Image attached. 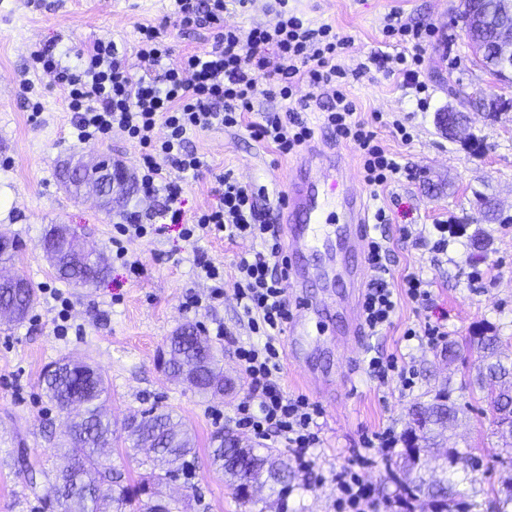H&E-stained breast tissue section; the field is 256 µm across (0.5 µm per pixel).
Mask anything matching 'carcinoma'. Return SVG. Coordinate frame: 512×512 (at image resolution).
I'll return each instance as SVG.
<instances>
[{
	"mask_svg": "<svg viewBox=\"0 0 512 512\" xmlns=\"http://www.w3.org/2000/svg\"><path fill=\"white\" fill-rule=\"evenodd\" d=\"M457 17L463 20L472 55L488 58L491 51L490 35L505 27L512 29V6L503 8V0H460ZM102 264L78 262L76 265L57 266L59 279L69 285L94 282L104 277ZM26 287L11 291L10 283L0 280V291L10 294V304L17 310L15 321H22L37 303L38 286L25 279ZM195 325H184L170 337L165 366L176 376L175 359L183 357L201 363L208 374L195 384L202 394L224 391V375L218 370L216 351L205 340H198ZM477 344L484 364L479 376L489 381L512 380V360L502 357V340L498 336H479L469 340ZM43 389L47 396L64 411L77 403L85 405V416L69 424V448L65 449L69 466L59 477L55 503L59 512H173L176 504L164 497L158 489L172 468L192 451L190 434L179 428L172 414L155 408L130 416L124 424L132 447L155 449L150 471L134 486L121 484L113 476L112 466L103 458L102 449L112 439V423L106 420L97 404L105 392L104 379L87 363L58 362L56 369L43 375ZM512 391L488 392L487 401L502 441L501 451L512 456V408L507 398ZM459 407L448 390L442 389L428 401L417 403L412 409V426L405 436L401 453L403 478L398 480L407 503L421 501L427 512H471L473 503L454 490L455 477L467 467H475L478 460L471 452L449 443L444 436L457 420ZM212 464L224 471V478L233 487L235 495L245 506L255 503L254 493L243 490L246 485L288 487L291 471L288 461L278 450L239 445L230 432L218 431L212 437ZM439 448L434 455L439 470L430 481L412 476L422 460ZM494 512H512V469L499 476V486L491 489Z\"/></svg>",
	"mask_w": 512,
	"mask_h": 512,
	"instance_id": "carcinoma-1",
	"label": "carcinoma"
}]
</instances>
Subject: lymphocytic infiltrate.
I'll use <instances>...</instances> for the list:
<instances>
[{
  "mask_svg": "<svg viewBox=\"0 0 512 512\" xmlns=\"http://www.w3.org/2000/svg\"><path fill=\"white\" fill-rule=\"evenodd\" d=\"M253 0H175L171 23L140 26L136 56L140 69H132L118 45L99 39L76 51L77 65L63 64L53 48L31 56L34 69L52 76L63 92L73 128L82 142L123 131L141 148L135 180L143 197L160 200L163 211H174L182 192L181 177L198 176L203 157L190 144V134L216 126L247 125L252 138L290 154L310 140L313 131L301 112L318 109L337 140L351 145L363 161V180L376 189L396 179L401 167L377 142L372 124L359 117L345 89L347 72L340 60L353 40L329 23L313 24L290 10L288 0H275V25L244 29L225 24L230 7L248 10ZM212 27L209 49L177 53L169 27ZM434 23L411 24L400 14L385 18L383 33L394 40L396 54H371L376 73L398 80L402 86L425 92L421 67L433 43ZM265 82L272 97L289 102L287 113L266 112L261 121L245 123L253 108L258 82ZM224 190L216 205L196 214L182 231L185 239L225 235L248 238L258 249L236 263L234 293L252 330L263 333L260 342L236 347L235 356L246 378L248 394L237 406L238 422L262 440L280 444L294 457L306 479L316 476L314 450L320 447L318 405L307 396H290L281 387L284 348L281 335L290 309L284 294L283 270L287 258L269 217L272 205H261L267 191L241 183L233 173L219 174ZM392 221L385 208L374 214L366 260L374 273L361 304L365 329L373 335L394 323L398 294L424 302L429 291L419 276L408 275L395 284L387 263L384 229ZM398 439L392 431L365 436L362 449L333 479L339 495L335 512H380V502L360 471L373 463L375 454L392 459Z\"/></svg>",
  "mask_w": 512,
  "mask_h": 512,
  "instance_id": "obj_1",
  "label": "lymphocytic infiltrate"
}]
</instances>
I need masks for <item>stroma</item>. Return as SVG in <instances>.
<instances>
[{
	"mask_svg": "<svg viewBox=\"0 0 512 512\" xmlns=\"http://www.w3.org/2000/svg\"><path fill=\"white\" fill-rule=\"evenodd\" d=\"M450 0H290L289 5L314 24L329 23L354 40L342 63L347 91L362 118L380 113V144L391 152L401 173L368 198L369 211L385 208L393 222L387 228L389 261L395 279L414 274L429 283L431 296L422 304L402 301L394 324L379 336H362L358 346L341 345L344 324L336 309L325 310L320 329L328 345L310 357L314 368L335 376L331 394H312L323 409V444L316 451L321 482L295 473L290 495L262 490L266 512H333L337 495L332 479L347 466L363 434L392 428L403 435L410 410L427 390L448 386L459 406L448 433L458 447L472 448L488 460L499 439L493 418L480 395L466 382L481 364L477 347L462 348L448 363L446 343L481 334L501 336L504 352H512V110L489 114L470 109L464 134L442 133L435 115L454 106L455 90L473 97L512 100V83L497 81L474 66L464 31L448 11ZM174 0H0V232L21 244L16 269L39 287L38 301L19 324L0 330V512H49L47 502L64 466L67 416L48 399L40 376L49 363L71 357L98 368L107 384L105 408L114 435L108 448L113 468L124 483H136L145 468L130 455L122 429L132 414L155 407L172 412L194 435L196 447L164 483V494L180 500L181 512H245L221 470L211 466L210 438L219 429L236 433L242 443L256 438L240 428L235 406L247 395V384L234 354L240 342L256 335L240 317L234 295L235 264L253 249L248 239L204 237L185 240L180 225L160 216V202L143 200L124 186L104 208L92 195L73 196L61 186L58 169L72 157L104 156L135 170L140 150L121 131L100 143L79 142L63 93L48 76L31 68L34 51L51 45L67 65L74 51L99 38L126 48L127 62L139 67L133 48L138 28L171 15ZM399 11L413 24L434 19L446 27L427 53L422 78L429 87L426 108L413 90L360 71L368 52L382 48L385 17ZM400 121L412 134L404 142L389 125ZM191 145L208 169L186 179L181 197L184 220L216 204L217 174L232 171L244 183L265 186L269 196L287 192L292 156L253 140L246 126L215 127L191 134ZM491 199L497 221L483 218V201ZM152 217L158 234L131 242L130 260L140 274L112 258V229L130 209ZM53 224L74 230L82 243L108 261L105 279L90 288H68L45 257L41 242ZM458 227L446 252L435 242L437 225ZM482 231L487 248L474 246ZM224 268V297L200 310H184L187 296L207 297L209 284L197 276L196 254ZM67 290L72 318L67 335L56 331L59 303L52 289ZM444 320L445 344L429 346L402 340L406 327ZM223 325L226 335L212 339L232 391L201 396L189 383L172 380L160 356L169 336L181 325ZM404 354L416 374L405 389L397 375L370 374L362 357L366 349ZM37 468L27 478L24 462Z\"/></svg>",
	"mask_w": 512,
	"mask_h": 512,
	"instance_id": "obj_1",
	"label": "stroma"
}]
</instances>
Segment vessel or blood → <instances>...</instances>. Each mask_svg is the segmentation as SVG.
<instances>
[{"label":"vessel or blood","instance_id":"obj_1","mask_svg":"<svg viewBox=\"0 0 512 512\" xmlns=\"http://www.w3.org/2000/svg\"><path fill=\"white\" fill-rule=\"evenodd\" d=\"M347 160L336 144H310L292 164L295 175L288 186L283 224L291 255L286 276L290 293L298 294L311 278L323 280L330 288L344 283L348 289L346 334L355 339L363 333V258L370 225L361 190L344 176ZM318 250L324 251L326 263L307 262V254ZM317 311V304L300 299L299 312L288 325L291 358L317 345L312 333Z\"/></svg>","mask_w":512,"mask_h":512}]
</instances>
